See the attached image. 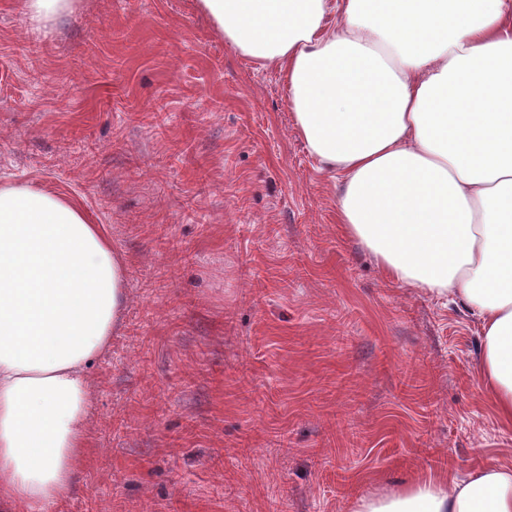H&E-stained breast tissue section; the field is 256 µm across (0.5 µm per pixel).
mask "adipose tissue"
Instances as JSON below:
<instances>
[{"label":"adipose tissue","instance_id":"obj_1","mask_svg":"<svg viewBox=\"0 0 512 512\" xmlns=\"http://www.w3.org/2000/svg\"><path fill=\"white\" fill-rule=\"evenodd\" d=\"M288 78L336 222L390 280L479 321L477 373L512 425V0H198ZM128 270L75 200L0 183V512H48L87 444L89 370ZM356 512H512V465L417 472Z\"/></svg>","mask_w":512,"mask_h":512}]
</instances>
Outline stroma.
<instances>
[{
  "label": "stroma",
  "mask_w": 512,
  "mask_h": 512,
  "mask_svg": "<svg viewBox=\"0 0 512 512\" xmlns=\"http://www.w3.org/2000/svg\"><path fill=\"white\" fill-rule=\"evenodd\" d=\"M0 0V182L72 197L128 267L51 512H355L415 471L512 464L479 326L336 222L288 84L196 0ZM74 0H26L30 20L46 23L68 15L73 10Z\"/></svg>",
  "instance_id": "35a3bbf8"
}]
</instances>
